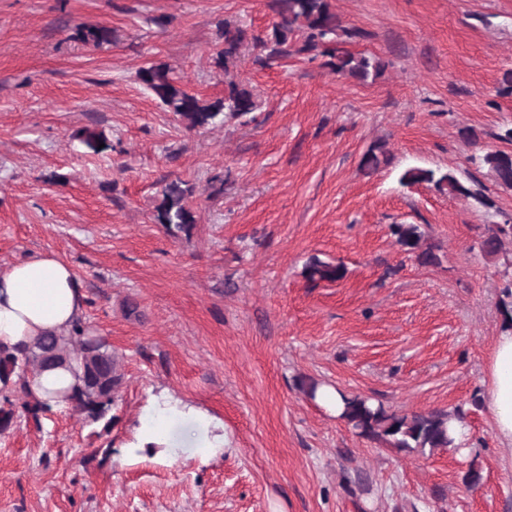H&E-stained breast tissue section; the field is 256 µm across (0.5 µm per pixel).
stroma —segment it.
<instances>
[{"label": "stroma", "instance_id": "1", "mask_svg": "<svg viewBox=\"0 0 512 512\" xmlns=\"http://www.w3.org/2000/svg\"><path fill=\"white\" fill-rule=\"evenodd\" d=\"M331 3L346 49L385 62L376 81L332 72L298 31L268 58L254 39L272 0H0V271L68 261L125 374L110 429L64 406L0 434V512H512L483 400L512 242L479 248L512 219V189L472 162L512 151V0ZM225 21L247 33L226 68ZM82 25L111 44L76 40ZM160 63L201 99L233 81L259 108L188 128L136 80ZM378 142L390 161L364 170ZM410 166L478 180L491 205L401 187ZM174 181L195 217L175 236L155 219ZM395 224L419 225L439 264L405 253ZM314 257L345 278L311 286ZM303 380L399 414L462 409L468 450L362 438ZM162 389L223 422L222 455L196 459L188 417L167 427L179 458L127 455ZM75 38L84 44L91 45L95 48L109 45L112 42L111 28L101 25L93 27H78L76 29ZM481 247L487 256H498L502 251L504 239L512 240V224H486Z\"/></svg>", "mask_w": 512, "mask_h": 512}]
</instances>
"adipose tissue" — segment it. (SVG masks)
<instances>
[{
    "label": "adipose tissue",
    "mask_w": 512,
    "mask_h": 512,
    "mask_svg": "<svg viewBox=\"0 0 512 512\" xmlns=\"http://www.w3.org/2000/svg\"><path fill=\"white\" fill-rule=\"evenodd\" d=\"M84 306L82 288L65 260L48 253L31 256L0 272V344L23 349L41 336L68 333ZM79 383L76 367L64 365L42 372L31 390L57 407ZM484 403L496 438L512 455V327L507 325L499 328L488 357ZM184 411L168 394L153 398L143 441L129 449V456H140L153 445L159 454L177 457L179 450L168 442L163 428L170 417Z\"/></svg>",
    "instance_id": "adipose-tissue-1"
}]
</instances>
